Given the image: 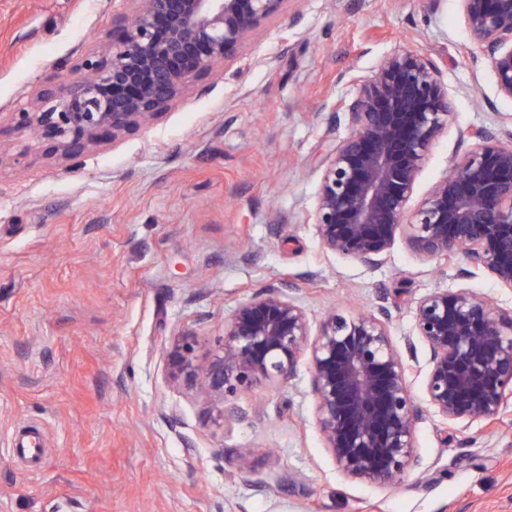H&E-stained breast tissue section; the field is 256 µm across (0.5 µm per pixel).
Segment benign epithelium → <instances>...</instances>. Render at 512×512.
<instances>
[{
  "label": "benign epithelium",
  "instance_id": "7a95c632",
  "mask_svg": "<svg viewBox=\"0 0 512 512\" xmlns=\"http://www.w3.org/2000/svg\"><path fill=\"white\" fill-rule=\"evenodd\" d=\"M117 34L91 50L79 77L42 89L35 112H17L67 160L105 135L133 131L164 113L214 66L233 56L287 0H129ZM470 41L483 52L497 93L512 99V0H459ZM350 134L322 171L312 214L323 249L375 267L398 239L425 260L463 254L512 289V143L485 128L467 131L469 150L415 208L409 203L427 154L451 111L437 64L402 48L382 57L341 104ZM391 314H328L310 339L305 309L282 284L241 302L224 324V346L198 365L189 339L169 353L171 377L223 404L255 379L279 382L308 356L322 443L346 477L374 486L403 480L417 463L423 411L409 377L414 340L430 351L423 393L446 425L496 419L512 403V311L464 288L416 302L406 352L392 341Z\"/></svg>",
  "mask_w": 512,
  "mask_h": 512
}]
</instances>
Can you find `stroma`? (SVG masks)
<instances>
[{"instance_id": "stroma-1", "label": "stroma", "mask_w": 512, "mask_h": 512, "mask_svg": "<svg viewBox=\"0 0 512 512\" xmlns=\"http://www.w3.org/2000/svg\"><path fill=\"white\" fill-rule=\"evenodd\" d=\"M127 0H0V512H512V410L492 425H416L401 485L346 479L316 425L307 361L237 393L225 418L169 376L179 336L204 361L224 322L286 280L318 333L377 304L404 348L416 301L467 288L501 310L487 272L416 258L376 267L326 253L311 214L349 133L339 112L384 55L419 50L452 103L414 200L469 147L512 129L459 0H287L232 57L151 123L66 161L14 129L34 94L107 41ZM43 428L41 463L9 451Z\"/></svg>"}]
</instances>
